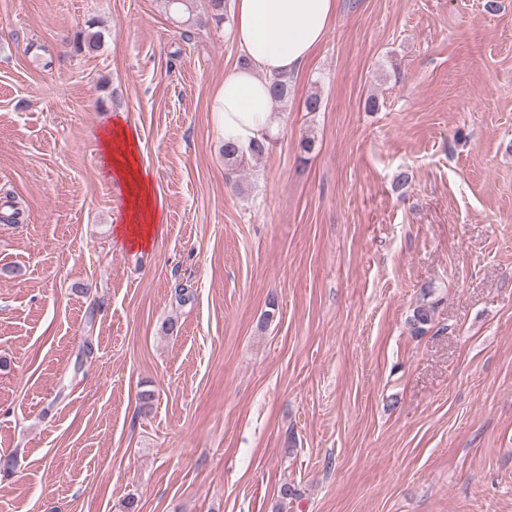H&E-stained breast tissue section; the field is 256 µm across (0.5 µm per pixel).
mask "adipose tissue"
Masks as SVG:
<instances>
[{
    "label": "adipose tissue",
    "instance_id": "1",
    "mask_svg": "<svg viewBox=\"0 0 512 512\" xmlns=\"http://www.w3.org/2000/svg\"><path fill=\"white\" fill-rule=\"evenodd\" d=\"M232 35L247 59L232 67L215 93L211 110L225 141L249 152L284 122L274 111L268 83L273 75H297L326 39L337 0H229ZM109 175L124 190L125 216L117 229L123 245L148 247L164 210L151 172L142 165L137 132L113 121L101 135Z\"/></svg>",
    "mask_w": 512,
    "mask_h": 512
}]
</instances>
